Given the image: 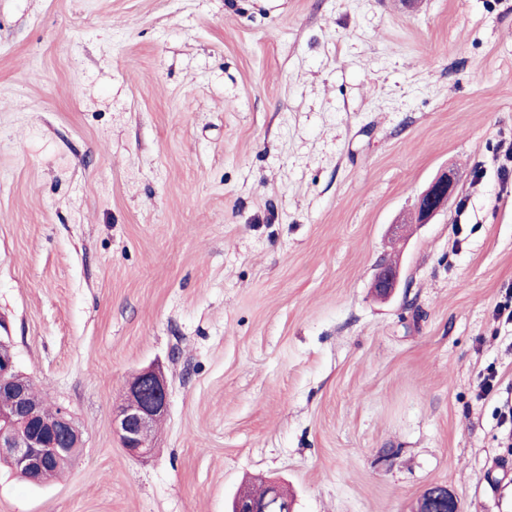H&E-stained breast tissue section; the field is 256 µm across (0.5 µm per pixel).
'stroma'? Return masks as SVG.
<instances>
[{
	"mask_svg": "<svg viewBox=\"0 0 512 512\" xmlns=\"http://www.w3.org/2000/svg\"><path fill=\"white\" fill-rule=\"evenodd\" d=\"M510 139L512 0H0V320L84 441L44 486L0 466V512H228L261 480L512 512ZM148 366L137 458L112 411ZM456 179L451 174H445L431 182L420 194L416 204L417 218L421 224L428 220L450 199L456 189ZM398 272L395 263H384L379 267L375 275L374 288L381 297H387L393 293L398 285ZM167 407L168 386L160 372L144 369L128 383L122 404L112 413V429L129 454L145 456L151 451V430ZM419 512H458L456 499L441 487L428 488L419 503Z\"/></svg>",
	"mask_w": 512,
	"mask_h": 512,
	"instance_id": "1",
	"label": "stroma"
}]
</instances>
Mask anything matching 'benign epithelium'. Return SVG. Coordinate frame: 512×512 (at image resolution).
<instances>
[{"label":"benign epithelium","instance_id":"benign-epithelium-1","mask_svg":"<svg viewBox=\"0 0 512 512\" xmlns=\"http://www.w3.org/2000/svg\"><path fill=\"white\" fill-rule=\"evenodd\" d=\"M456 185L450 173L431 182L417 200L420 223H427L447 203ZM398 281L396 264H382L375 275L376 293L381 297L391 295ZM167 407L168 386L160 372L144 369L128 383L123 402L112 416V429L129 454L145 456L151 451V430ZM80 447L81 433L71 414L62 407L52 415L43 412L41 401L30 395L28 379L16 368L11 343L0 338V459L37 479ZM233 512H266L265 501L242 489ZM418 512H458V505L450 493L432 487L424 492Z\"/></svg>","mask_w":512,"mask_h":512}]
</instances>
